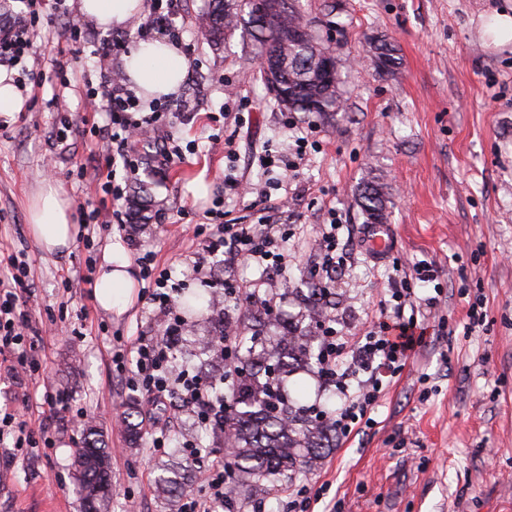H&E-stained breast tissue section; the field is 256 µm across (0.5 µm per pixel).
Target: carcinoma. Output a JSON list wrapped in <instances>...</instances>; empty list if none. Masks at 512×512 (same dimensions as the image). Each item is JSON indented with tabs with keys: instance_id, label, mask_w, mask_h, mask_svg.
Instances as JSON below:
<instances>
[{
	"instance_id": "obj_1",
	"label": "carcinoma",
	"mask_w": 512,
	"mask_h": 512,
	"mask_svg": "<svg viewBox=\"0 0 512 512\" xmlns=\"http://www.w3.org/2000/svg\"><path fill=\"white\" fill-rule=\"evenodd\" d=\"M260 10V0H209L204 14V35L214 44H221L243 25L252 31L263 59L265 83L276 81L287 93L277 101L288 112L315 114L335 120L342 111L340 101V70H327L322 54L325 47L314 38L302 42L298 30L308 26L295 0H269ZM369 53L376 68L392 73L399 61L395 45L386 38L369 43ZM359 202L364 223L385 224L388 220L386 202L378 186L363 184ZM324 289L311 288L301 311L290 313L279 309L264 312V320L253 329L251 342L260 339L264 328L278 325L283 333L261 345L256 351L249 347L240 359L244 372L241 386L232 399L229 418L233 421L231 467L236 476V496L246 499L260 478L283 471H300L314 466L331 450L328 440L333 431L324 421L314 422L307 416L308 408L273 390L279 374H287L306 362L319 367L320 337L317 330L323 320ZM78 488L84 512H104L111 494L98 486L109 475L108 453L92 430H86L83 446L76 462ZM159 485L174 489L179 484V471L171 463L162 466Z\"/></svg>"
}]
</instances>
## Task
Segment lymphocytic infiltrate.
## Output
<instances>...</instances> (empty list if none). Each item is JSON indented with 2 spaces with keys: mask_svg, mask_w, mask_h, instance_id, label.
Segmentation results:
<instances>
[{
  "mask_svg": "<svg viewBox=\"0 0 512 512\" xmlns=\"http://www.w3.org/2000/svg\"><path fill=\"white\" fill-rule=\"evenodd\" d=\"M27 11L15 16L11 25L0 33V66L19 64L34 49V24L37 9H52V0H23ZM122 42L103 39L91 55L94 64L84 85L90 98H101L109 115L105 130L110 143L130 174H137L131 155L141 142L145 128H163L165 123L180 120L185 101L164 105H143L125 85L111 79L105 66L112 53L121 50ZM282 237L270 224H217L211 234L212 247H224L233 259L261 266L283 269L287 255ZM9 275L0 280V370L11 376L35 372L39 366V343L29 335V316L22 297L31 276V265L16 254L4 253ZM136 261L146 283L150 304L168 317L162 337L136 338L112 353L111 360L126 374L128 389L140 392L145 407L158 406L166 397L178 396L184 408L193 412L200 426L223 429L228 412L224 395L215 382L202 380L188 370L175 369L172 350L182 338L185 323L174 313L172 274L153 265L150 253L138 254ZM430 263L416 266L414 276L393 281V312L375 323L363 336L349 342L326 332L322 338L321 381L333 386L338 406L329 419L339 438L349 437L359 426H373L372 413L387 388L403 372L408 359L424 341V334L414 319L405 318L404 309L415 301L414 281L434 280ZM34 431L23 415L12 410L0 413V458L12 462L23 449L35 447ZM233 474L224 457H215L202 471L205 488L202 497L188 500L183 512H224L231 498L228 491Z\"/></svg>",
  "mask_w": 512,
  "mask_h": 512,
  "instance_id": "f902f5d3",
  "label": "lymphocytic infiltrate"
}]
</instances>
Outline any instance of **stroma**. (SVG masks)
Returning a JSON list of instances; mask_svg holds the SVG:
<instances>
[{"mask_svg": "<svg viewBox=\"0 0 512 512\" xmlns=\"http://www.w3.org/2000/svg\"><path fill=\"white\" fill-rule=\"evenodd\" d=\"M206 3L177 0L179 43L198 65L188 68L179 93L190 112L159 137L174 141L184 159L159 168L150 160L154 146L139 151L127 190L145 215L134 247L112 223L79 232L61 256L45 253L31 233L27 210L44 182H53L77 213L100 205L93 174L112 169L119 181L126 175L98 135L106 113L86 107L83 72L106 30L81 16L78 0H66L36 27L39 53L25 63L31 78L56 60L71 87L58 106L54 83L44 82L25 94L21 112L0 118V246L28 256L31 324L52 323L58 333L45 339L36 373L19 380L0 374V408L38 406L33 427L55 445L0 467V512H83L74 458L89 427L111 458L107 512H181L203 494L200 468L219 452V440L180 410L178 397L152 412L171 423L165 447H153L146 433L129 437V424L143 422V402L110 356L130 339L159 336L165 319L139 292L120 315L103 312L87 294L78 279L107 247L130 261L136 251L152 253L181 280V293L202 296L204 309L181 345L192 357L175 365L210 380L224 372L210 339L244 314L213 299L210 284L261 279L279 294L302 287L316 275L313 241L333 221L348 253L331 288L329 317L338 335L352 338L377 321L380 302L390 298L394 261L410 271L434 263L435 281L416 283V294L422 300L438 290L442 298L422 321L424 346L376 407L375 427L337 442L312 470L263 479L252 501L263 502L265 512H288V492L305 485L321 493L314 512L336 503L340 512H512V42L493 45L489 31L497 14L512 15V0H300L312 30L341 59L345 110L332 124L276 105L249 37L238 32L229 42H208L199 26ZM74 24L82 40L65 45L63 34ZM382 35L401 59L391 75L366 57L367 39ZM301 136L308 142L300 161ZM265 154L274 166H262ZM296 160L298 172L287 174ZM228 171L238 190H225ZM197 178L208 185L198 200L186 189ZM365 182L383 191L395 230L394 248L378 264L360 249L356 190ZM215 204L239 224L281 225L286 270L220 253L199 256L189 228ZM197 256L210 270L209 283L192 275ZM475 303L488 326L468 334L463 325ZM48 388L66 393V410L42 407ZM187 439L197 444L198 459L182 451ZM172 448L181 485L169 493L156 477Z\"/></svg>", "mask_w": 512, "mask_h": 512, "instance_id": "35a3bbf8", "label": "stroma"}]
</instances>
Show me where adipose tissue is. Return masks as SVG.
Returning <instances> with one entry per match:
<instances>
[{
	"mask_svg": "<svg viewBox=\"0 0 512 512\" xmlns=\"http://www.w3.org/2000/svg\"><path fill=\"white\" fill-rule=\"evenodd\" d=\"M143 0H80L82 16L103 29L118 28L141 13ZM125 72L136 93L152 97L177 96L185 80L188 63L176 43L155 39L139 42L124 61ZM32 234L43 251L69 253L77 237L70 201L54 186L42 187L29 208ZM105 270L94 284L99 307L107 312L123 313L130 304L134 279L126 260L114 250L104 253Z\"/></svg>",
	"mask_w": 512,
	"mask_h": 512,
	"instance_id": "adipose-tissue-1",
	"label": "adipose tissue"
}]
</instances>
